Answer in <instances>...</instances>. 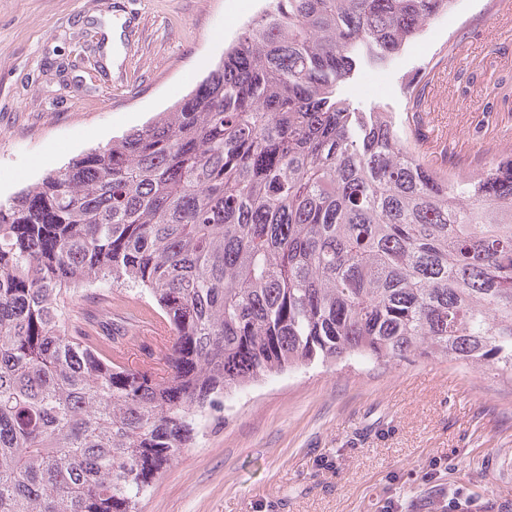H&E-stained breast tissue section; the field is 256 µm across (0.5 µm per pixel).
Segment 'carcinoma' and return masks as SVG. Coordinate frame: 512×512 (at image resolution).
Instances as JSON below:
<instances>
[{"mask_svg":"<svg viewBox=\"0 0 512 512\" xmlns=\"http://www.w3.org/2000/svg\"><path fill=\"white\" fill-rule=\"evenodd\" d=\"M451 0H275L162 117L0 199V512H139L229 393L442 355L512 374V157L430 170L337 87ZM132 284L172 341L136 369L72 320ZM77 291V296H75L73 302V305H75V312L73 314L75 315H78L77 312H81L84 308L94 310L96 307L92 297L104 294L108 300V307L106 309L112 312V316L113 314H121L130 307H137L145 310L153 322L159 323L162 320L159 310L153 305L150 298L140 293L139 290L117 285L112 288H106L97 283L90 288H78Z\"/></svg>","mask_w":512,"mask_h":512,"instance_id":"obj_1","label":"carcinoma"}]
</instances>
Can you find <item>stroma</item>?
<instances>
[{
  "instance_id": "1",
  "label": "stroma",
  "mask_w": 512,
  "mask_h": 512,
  "mask_svg": "<svg viewBox=\"0 0 512 512\" xmlns=\"http://www.w3.org/2000/svg\"><path fill=\"white\" fill-rule=\"evenodd\" d=\"M273 0H0V198L155 120ZM395 113L429 168L512 156V0H452L389 62L339 85ZM448 142L435 159L422 125ZM160 314L138 290L75 311ZM512 512V379L441 356L272 376L210 411L141 512Z\"/></svg>"
}]
</instances>
